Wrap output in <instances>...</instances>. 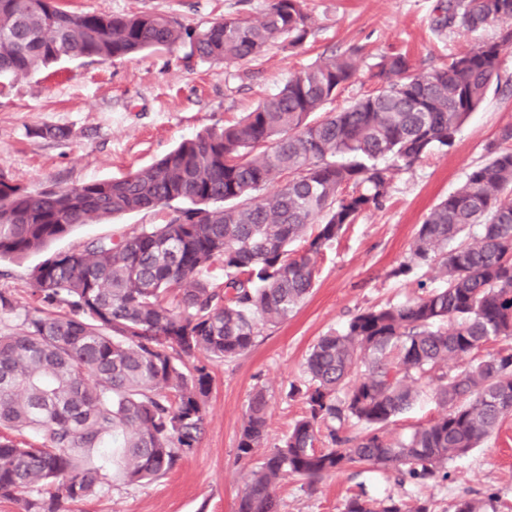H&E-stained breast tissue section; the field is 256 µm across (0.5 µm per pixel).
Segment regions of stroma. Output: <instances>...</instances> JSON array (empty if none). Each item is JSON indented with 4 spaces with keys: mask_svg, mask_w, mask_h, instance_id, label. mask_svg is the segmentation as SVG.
I'll list each match as a JSON object with an SVG mask.
<instances>
[{
    "mask_svg": "<svg viewBox=\"0 0 512 512\" xmlns=\"http://www.w3.org/2000/svg\"><path fill=\"white\" fill-rule=\"evenodd\" d=\"M440 0H305L310 32L303 47L277 42L260 59L232 66L186 60L178 45L107 62H60L7 81L0 90V169L29 191L71 187L91 179L115 178L159 159L182 139L240 119L294 73L320 58L357 48L359 72L333 112L373 92L371 69L392 49L406 51L415 68L428 72L449 55L498 38L491 26L457 34L436 31ZM76 12L163 13L187 27L222 17L261 16L267 0H64ZM501 84L461 127L453 149L437 152L412 170L395 175L385 208L347 227L319 266L309 296L286 321L264 331L252 350L234 360L210 363L212 389L206 428L194 451L168 474L143 485L109 478L102 496L80 512H235L238 494L254 461L238 459L237 438L248 402L257 389L268 399L265 448H273L303 413L301 398H288L290 384L304 379V365L320 336L342 330L363 309L413 296L409 281L391 277L410 262L411 245L428 212L487 160V145L512 124V47L500 56ZM68 130L65 138L33 135L38 126ZM161 211H135L82 224L43 250L0 261V290L9 291L20 311V328L31 301L32 272L59 251L81 248L103 237L131 234L160 224ZM448 481L404 488L380 470H346L323 480L315 491L291 480L280 491L281 512H343L347 496L365 491L382 498L429 502L432 512H453L461 496L495 495L497 512L512 506V419L467 455L449 461Z\"/></svg>",
    "mask_w": 512,
    "mask_h": 512,
    "instance_id": "obj_1",
    "label": "stroma"
}]
</instances>
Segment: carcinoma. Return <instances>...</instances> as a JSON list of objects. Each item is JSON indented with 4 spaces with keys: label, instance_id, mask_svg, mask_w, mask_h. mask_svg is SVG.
<instances>
[{
    "label": "carcinoma",
    "instance_id": "obj_1",
    "mask_svg": "<svg viewBox=\"0 0 512 512\" xmlns=\"http://www.w3.org/2000/svg\"><path fill=\"white\" fill-rule=\"evenodd\" d=\"M438 29L503 35L425 75L397 51L381 55L380 87L322 120L356 75L351 48L305 68L239 123L181 141L120 178L29 192L0 172V258L39 250L79 224L145 209L168 219L57 252L32 273L39 305L23 327L0 292V500L29 490L25 512H71L104 490L94 452L112 446V474L130 485L163 476L199 444L212 377L208 361L247 354L262 329L288 319L314 288L318 259L344 229L385 207L394 175L446 151L499 78L512 46V0H445ZM309 34L304 0H268L261 17L226 16L190 29L162 14L75 13L58 0H0V79L61 60L114 58L189 45L226 65ZM419 226L414 267L442 286L357 313L320 337L305 410L282 444L249 473L236 512H280L290 478L313 488L352 466L393 473L395 484L448 477V461L512 415V124ZM272 186L274 190L258 195ZM303 242L299 250L292 248ZM487 351L457 373L448 364ZM431 389L440 414L400 438L388 426ZM256 391L237 440L252 458L267 436ZM32 433L35 442L19 438ZM462 496L455 512H486ZM344 512H431L429 503L360 491Z\"/></svg>",
    "mask_w": 512,
    "mask_h": 512
}]
</instances>
